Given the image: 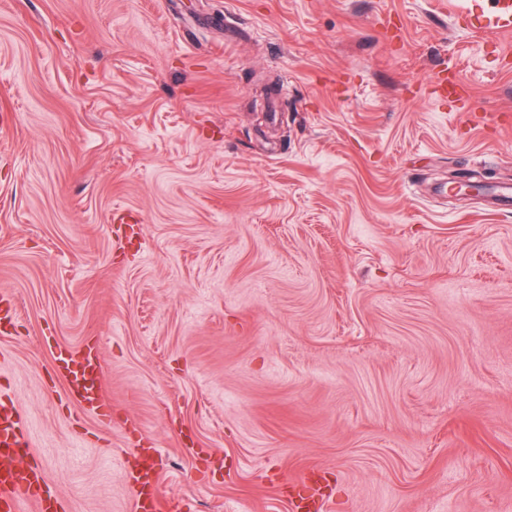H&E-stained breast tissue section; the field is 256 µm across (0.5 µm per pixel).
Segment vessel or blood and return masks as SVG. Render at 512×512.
I'll return each instance as SVG.
<instances>
[{
    "instance_id": "1",
    "label": "vessel or blood",
    "mask_w": 512,
    "mask_h": 512,
    "mask_svg": "<svg viewBox=\"0 0 512 512\" xmlns=\"http://www.w3.org/2000/svg\"><path fill=\"white\" fill-rule=\"evenodd\" d=\"M461 25L467 33L484 39L512 31V0H474ZM56 362L80 409L97 413L103 406L98 384L102 373L98 351L89 345L76 352L65 350L57 354ZM30 455L21 410L11 399L0 397V512H23L28 502L35 504L36 512H58L57 500L42 490L43 468ZM19 459L26 461V468L16 467ZM296 482L302 490L291 499V512H321L319 488L310 486L303 475ZM128 489L133 512H174L175 506L163 496L151 463H142L140 475L131 478Z\"/></svg>"
}]
</instances>
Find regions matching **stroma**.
<instances>
[{
    "label": "stroma",
    "mask_w": 512,
    "mask_h": 512,
    "mask_svg": "<svg viewBox=\"0 0 512 512\" xmlns=\"http://www.w3.org/2000/svg\"><path fill=\"white\" fill-rule=\"evenodd\" d=\"M454 2L0 0V393L60 512H133L145 441L179 512L307 468L326 512H512V33ZM55 360L80 409L96 414L104 406L99 385L102 363L98 351L87 345L76 352L60 351ZM87 376L93 379V384H87Z\"/></svg>",
    "instance_id": "stroma-1"
}]
</instances>
